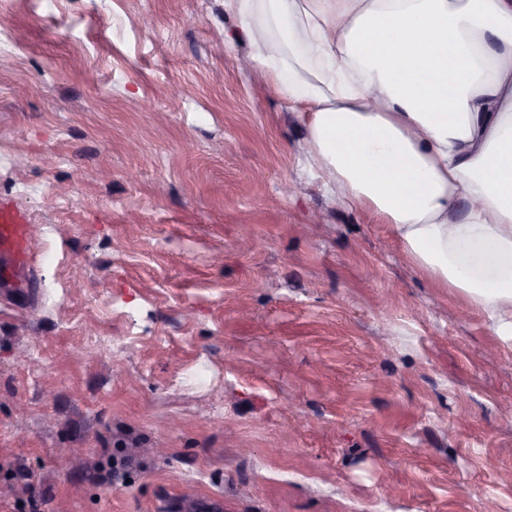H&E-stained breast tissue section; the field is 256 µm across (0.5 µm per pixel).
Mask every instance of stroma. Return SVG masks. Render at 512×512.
Here are the masks:
<instances>
[{
    "instance_id": "1",
    "label": "stroma",
    "mask_w": 512,
    "mask_h": 512,
    "mask_svg": "<svg viewBox=\"0 0 512 512\" xmlns=\"http://www.w3.org/2000/svg\"><path fill=\"white\" fill-rule=\"evenodd\" d=\"M235 31L0 0V197L36 229L0 248V512H512V342L332 203Z\"/></svg>"
}]
</instances>
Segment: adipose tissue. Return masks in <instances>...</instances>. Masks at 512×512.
<instances>
[{"label": "adipose tissue", "mask_w": 512, "mask_h": 512, "mask_svg": "<svg viewBox=\"0 0 512 512\" xmlns=\"http://www.w3.org/2000/svg\"><path fill=\"white\" fill-rule=\"evenodd\" d=\"M331 197L512 340V0H224Z\"/></svg>", "instance_id": "1"}]
</instances>
